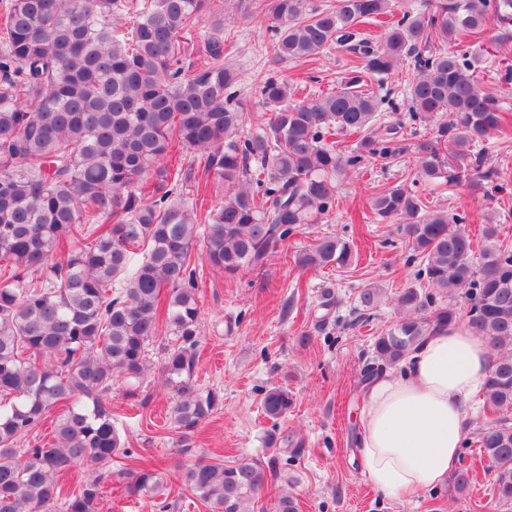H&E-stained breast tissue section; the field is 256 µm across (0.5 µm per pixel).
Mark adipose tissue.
<instances>
[{
	"label": "adipose tissue",
	"mask_w": 512,
	"mask_h": 512,
	"mask_svg": "<svg viewBox=\"0 0 512 512\" xmlns=\"http://www.w3.org/2000/svg\"><path fill=\"white\" fill-rule=\"evenodd\" d=\"M492 363L485 339L459 324L379 373L366 390L358 438L362 469L376 487L409 499L447 484L459 465L465 404Z\"/></svg>",
	"instance_id": "1"
}]
</instances>
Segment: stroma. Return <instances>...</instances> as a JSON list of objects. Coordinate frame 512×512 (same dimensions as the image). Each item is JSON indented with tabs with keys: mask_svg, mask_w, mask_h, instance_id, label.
Here are the masks:
<instances>
[{
	"mask_svg": "<svg viewBox=\"0 0 512 512\" xmlns=\"http://www.w3.org/2000/svg\"><path fill=\"white\" fill-rule=\"evenodd\" d=\"M226 59L239 71L237 99L245 114L244 133L258 132L269 113L255 89L269 71L291 85L297 97L338 89L349 55L332 49L308 62L271 63L265 53L270 20L256 0H223ZM503 26L489 20L480 44L495 49L483 76L507 117L506 132L488 144L486 167L512 176V80H504L499 59L512 64V41L499 42ZM406 67L385 77H366L368 89L392 91L394 106L383 107L381 120L399 128L402 155L367 162L336 179L332 210L292 235L264 270L233 276L213 271L203 259L204 240L192 251L199 282L200 336L196 379L218 393L213 414L189 435L170 419V396L158 370L168 347L155 339L148 348L151 369L137 390L117 382L112 387V417L127 449L112 469L114 476L100 493L98 512H209L182 487L183 473L195 461L230 464L258 458L275 460L279 477L270 481L261 503L272 512L280 495L299 503V512H512V501L497 498L487 477L460 494L441 488L412 500H398L375 488L360 467L357 438L364 394L361 370L373 359V341L398 318L396 295L417 285L416 264L398 225L377 221L371 200L385 186L408 178L413 146L429 135L431 125L413 122L404 102ZM431 205L466 216V231L479 235L493 223L500 238L512 245V179L486 182L475 190L468 182L417 184ZM335 236L353 242L358 253L351 265L306 271L298 253L318 238ZM379 289L381 299L364 310L358 295ZM335 303L324 305V291ZM288 388L293 406L272 420L262 410L271 387ZM278 443L269 446L267 438ZM159 468L163 483L152 495L131 492V475L143 465Z\"/></svg>",
	"mask_w": 512,
	"mask_h": 512,
	"instance_id": "1",
	"label": "stroma"
}]
</instances>
